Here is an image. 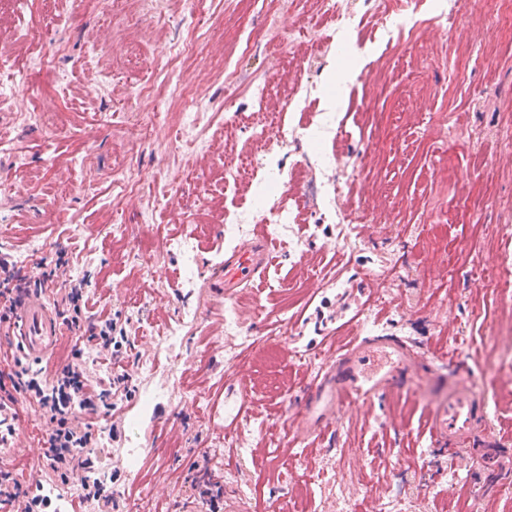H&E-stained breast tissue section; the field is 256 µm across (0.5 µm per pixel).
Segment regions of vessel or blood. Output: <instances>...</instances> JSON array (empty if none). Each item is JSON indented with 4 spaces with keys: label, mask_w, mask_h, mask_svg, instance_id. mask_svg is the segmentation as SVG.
<instances>
[{
    "label": "vessel or blood",
    "mask_w": 512,
    "mask_h": 512,
    "mask_svg": "<svg viewBox=\"0 0 512 512\" xmlns=\"http://www.w3.org/2000/svg\"><path fill=\"white\" fill-rule=\"evenodd\" d=\"M272 243L258 240L250 248L234 250L224 260V285L228 288L253 280L269 259ZM29 361L42 360L56 346L63 328L45 302L25 301L8 329ZM418 356L411 346L393 336H358L339 349L305 386V399L297 429L321 434L333 423L335 410L344 405H367L374 397L398 390L400 377ZM16 401L0 400V456L11 458L20 451L19 435L8 432L13 416L20 414ZM434 446L455 447L485 425L480 401L467 382H459L427 413Z\"/></svg>",
    "instance_id": "b4317fda"
}]
</instances>
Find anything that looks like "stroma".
Instances as JSON below:
<instances>
[{
    "label": "stroma",
    "instance_id": "stroma-1",
    "mask_svg": "<svg viewBox=\"0 0 512 512\" xmlns=\"http://www.w3.org/2000/svg\"><path fill=\"white\" fill-rule=\"evenodd\" d=\"M459 2L393 0L384 26L374 0H345L358 20L347 46L309 0H60L48 17L28 0L0 67V261L35 256L38 269L21 274L49 304L63 287L44 279L58 252L85 283L82 329L47 361L70 363L77 345L94 389L128 376L111 411L79 417L102 432L94 452L121 512H185L200 477L221 487V512H380L394 499L401 512H512L506 476L489 474L484 492L470 486L482 437L451 454L424 426L463 377L495 447L512 454V287L488 279L512 264V28L461 20L470 54L451 84L458 48L437 17H454ZM274 27L290 54L265 49ZM352 46L364 53L359 75L330 84L329 62L345 64ZM300 64L305 88L281 115L287 140L271 144L259 174L245 172L256 86L278 74L270 95L287 98ZM197 72L188 112L177 94ZM144 85L151 95H138ZM147 122L151 137L134 136ZM443 162L456 183L436 178ZM274 204L288 221L271 228ZM228 212L249 224L225 223ZM261 235L272 243L264 274L230 295L217 288L225 254ZM357 313L425 359L400 394L338 409L324 435L288 444L302 385L324 364L311 347L355 337ZM106 315L126 340L102 364L86 338ZM271 340L273 369L261 350ZM9 373L0 366V397L22 402V452L40 456L52 426ZM240 381L257 399L241 423L245 451L224 438V393ZM0 471L68 501L81 476L63 487L1 458Z\"/></svg>",
    "mask_w": 512,
    "mask_h": 512
}]
</instances>
